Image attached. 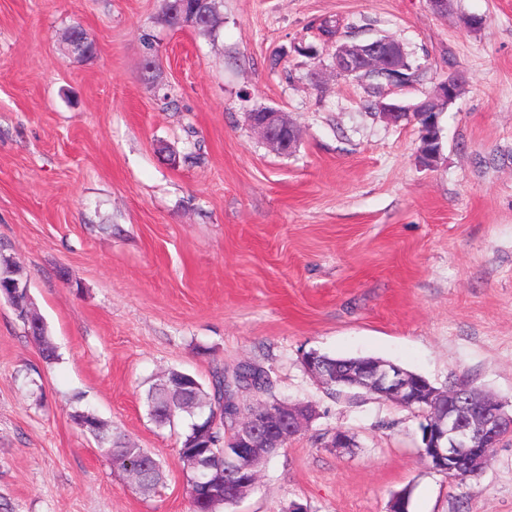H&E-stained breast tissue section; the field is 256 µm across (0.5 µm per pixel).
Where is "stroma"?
Here are the masks:
<instances>
[{
    "label": "stroma",
    "instance_id": "1",
    "mask_svg": "<svg viewBox=\"0 0 512 512\" xmlns=\"http://www.w3.org/2000/svg\"><path fill=\"white\" fill-rule=\"evenodd\" d=\"M164 0H0V252L16 260L57 358L0 300V504L8 512H189L187 423L146 395L176 368L211 383L244 363L268 391L240 407L309 403L312 422L223 512H512V435L478 475L420 462L421 412L329 395L302 355L371 356L512 412V0H221L209 35L161 21ZM468 16L484 19L466 29ZM388 35L425 75L459 73L441 151L388 123L332 70L316 27ZM86 30L93 55L72 52ZM297 127L273 151L248 112ZM88 409L148 449L145 493L74 424ZM353 439L333 448L336 431Z\"/></svg>",
    "mask_w": 512,
    "mask_h": 512
}]
</instances>
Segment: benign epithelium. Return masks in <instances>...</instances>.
Returning a JSON list of instances; mask_svg holds the SVG:
<instances>
[{
	"mask_svg": "<svg viewBox=\"0 0 512 512\" xmlns=\"http://www.w3.org/2000/svg\"><path fill=\"white\" fill-rule=\"evenodd\" d=\"M336 74L365 78L370 74L388 75L402 69L406 63V51L397 40L380 36L359 43H336L332 54ZM463 92L462 77L450 75L441 80L435 94L411 105L403 106L394 101L378 100L380 114L391 124L399 125L418 117L426 120L422 158L431 163L437 151L431 144L439 141L436 116L439 103L452 104ZM248 122L263 136L270 148L279 153L292 151L296 142L287 133L288 119L281 112H250ZM307 369L326 387L345 383L356 385L365 391L382 395L403 407L415 403L420 397L413 378L395 364H378L358 370L342 380L336 369L312 357ZM477 399L482 410L475 414L467 409L462 396ZM461 394L450 390L428 400L447 403V407L425 418L422 424V447L430 449L427 458L429 468L442 474L451 472L475 460L485 464L491 452L505 436L512 433V415L504 410L503 403L480 391ZM236 419L238 433L227 439L224 446V468L229 471L248 472L258 478L262 464L290 433L300 432L312 416L309 406L302 403L276 408L259 405L244 413L238 407L229 408Z\"/></svg>",
	"mask_w": 512,
	"mask_h": 512,
	"instance_id": "obj_1",
	"label": "benign epithelium"
}]
</instances>
